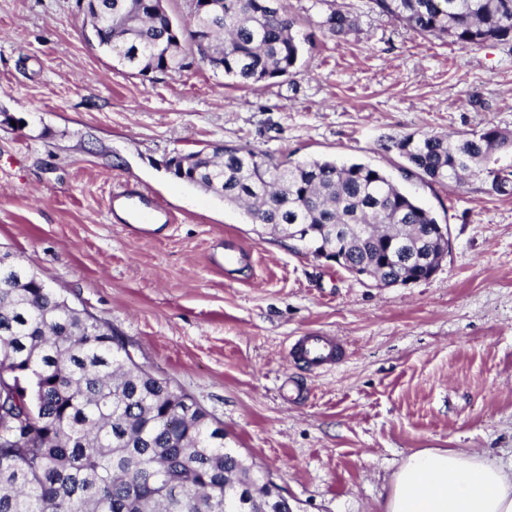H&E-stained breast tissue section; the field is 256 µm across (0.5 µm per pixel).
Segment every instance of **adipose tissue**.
I'll list each match as a JSON object with an SVG mask.
<instances>
[{
	"label": "adipose tissue",
	"mask_w": 512,
	"mask_h": 512,
	"mask_svg": "<svg viewBox=\"0 0 512 512\" xmlns=\"http://www.w3.org/2000/svg\"><path fill=\"white\" fill-rule=\"evenodd\" d=\"M385 512H512V470L475 451L425 448L402 462Z\"/></svg>",
	"instance_id": "obj_1"
}]
</instances>
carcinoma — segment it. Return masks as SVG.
<instances>
[{
    "mask_svg": "<svg viewBox=\"0 0 512 512\" xmlns=\"http://www.w3.org/2000/svg\"><path fill=\"white\" fill-rule=\"evenodd\" d=\"M327 9L314 24L345 37L356 17ZM372 8L423 37L463 48L512 44V0H370ZM98 45L120 48L118 64L147 77L218 61L243 85L288 80L303 54L284 0H191L190 23L159 0H79ZM112 11V24L105 21ZM394 147L406 172L431 182L482 177L512 187V131L407 135ZM180 181L244 209L250 223L316 253L329 246L352 275L384 285L427 280L448 242L430 237L433 212L365 163L330 159L286 165L267 153L214 144L169 160ZM58 301L16 261L0 269V379L11 406L0 411V512H255L270 493L255 464L225 446L224 427L188 395L121 358L124 341L106 323Z\"/></svg>",
    "mask_w": 512,
    "mask_h": 512,
    "instance_id": "obj_1",
    "label": "carcinoma"
}]
</instances>
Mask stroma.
<instances>
[{"mask_svg": "<svg viewBox=\"0 0 512 512\" xmlns=\"http://www.w3.org/2000/svg\"><path fill=\"white\" fill-rule=\"evenodd\" d=\"M334 3L358 7L355 31L325 35L317 0H288L298 68L247 89L202 63L147 79L117 66L85 39L76 0H0V249L206 409L291 512H384L417 450L512 464V193L428 182L391 147L512 130V47L463 49L367 0ZM214 143L377 167L447 225L448 253L425 281L359 280L168 170ZM125 184L176 223L147 238L113 223ZM228 237L247 260L221 272L211 257ZM309 331L344 357L294 362L288 346Z\"/></svg>", "mask_w": 512, "mask_h": 512, "instance_id": "35a3bbf8", "label": "stroma"}]
</instances>
